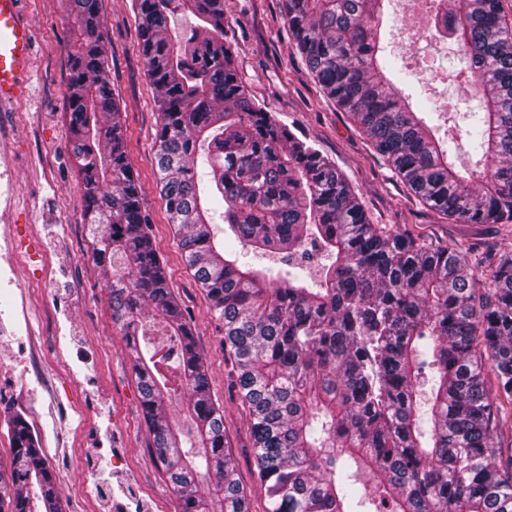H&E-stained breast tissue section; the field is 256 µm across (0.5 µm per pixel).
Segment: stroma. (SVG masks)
<instances>
[{
  "mask_svg": "<svg viewBox=\"0 0 512 512\" xmlns=\"http://www.w3.org/2000/svg\"><path fill=\"white\" fill-rule=\"evenodd\" d=\"M66 0H23L22 11L34 34L28 93L0 106V166L8 165L11 194L0 207V225L41 242L56 270L61 322L73 336L72 352L84 375L64 389L69 398L96 396L83 416L69 418L67 446L51 471L63 512H179L176 494L159 469L152 438L143 419L128 349L112 322L109 295L84 218L79 165L69 141L66 85V37L72 26ZM107 73L121 110L129 159L138 177L149 216L153 245L171 291L190 312L194 336L207 368L213 398L224 409V436L251 512H265L266 486L257 474L248 410L231 388V364L220 344L218 322L178 246L160 195L156 134L160 123L157 92L140 57L139 20L131 0H99ZM423 10L415 0H388L383 26L387 54L401 71L413 107H424L436 125L448 113L465 112L473 91L448 82L457 62L454 45L438 46L428 25L417 24ZM224 34L237 46L236 68L250 94L300 138L329 158L359 196L371 223L407 231L435 245L456 242L478 249L512 252V224H451L419 204L408 188L371 148L347 113L338 111L315 82L288 39L284 0H226ZM32 322L20 341L41 348L45 376H55L59 358L51 329L41 320L47 311L46 289L19 278ZM94 453L101 464L87 478L76 463Z\"/></svg>",
  "mask_w": 512,
  "mask_h": 512,
  "instance_id": "obj_1",
  "label": "stroma"
}]
</instances>
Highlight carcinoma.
<instances>
[{"mask_svg": "<svg viewBox=\"0 0 512 512\" xmlns=\"http://www.w3.org/2000/svg\"><path fill=\"white\" fill-rule=\"evenodd\" d=\"M77 31L66 87L85 220L106 280L112 322L131 350L158 467L180 512H206L202 479L224 512H250L224 442L190 321L154 249L106 71L99 0H67ZM385 0H285L293 45L336 108L425 207L453 224L512 223V22L503 0H426L437 34L467 66L448 81L477 88L470 123L436 136L393 79L380 18ZM224 0H133L140 52L158 92L156 160L178 245L224 331L247 406L266 512H512V255L478 266L460 244L428 246L368 221L334 163L257 103L224 38ZM179 10L197 19L168 40ZM480 154L461 171L460 143ZM230 239L285 253L288 269L245 267ZM334 257L306 284L308 242ZM169 337L165 353L142 346ZM429 369L430 378L423 377ZM497 382L491 396L487 375ZM431 384L421 396V382ZM183 391L192 427L167 399ZM10 472L0 512H61L26 421L8 423Z\"/></svg>", "mask_w": 512, "mask_h": 512, "instance_id": "carcinoma-1", "label": "carcinoma"}]
</instances>
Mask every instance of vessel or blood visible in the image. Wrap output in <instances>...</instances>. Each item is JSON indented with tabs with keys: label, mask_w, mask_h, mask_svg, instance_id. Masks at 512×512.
Returning a JSON list of instances; mask_svg holds the SVG:
<instances>
[{
	"label": "vessel or blood",
	"mask_w": 512,
	"mask_h": 512,
	"mask_svg": "<svg viewBox=\"0 0 512 512\" xmlns=\"http://www.w3.org/2000/svg\"><path fill=\"white\" fill-rule=\"evenodd\" d=\"M22 0H0V103L27 93L32 31L22 17Z\"/></svg>",
	"instance_id": "b4317fda"
}]
</instances>
